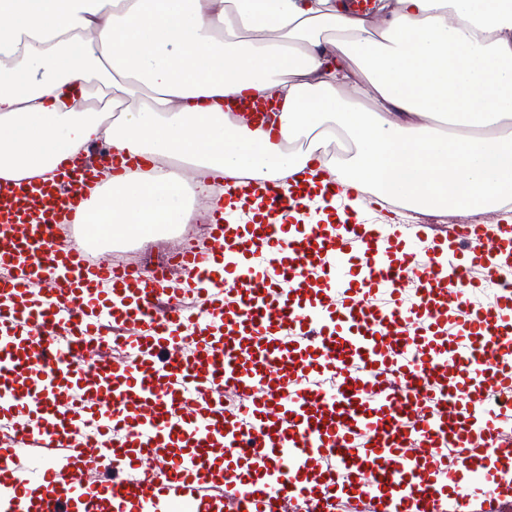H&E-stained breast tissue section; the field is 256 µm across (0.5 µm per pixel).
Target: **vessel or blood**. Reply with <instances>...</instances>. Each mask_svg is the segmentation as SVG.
I'll list each match as a JSON object with an SVG mask.
<instances>
[{"instance_id": "1", "label": "vessel or blood", "mask_w": 512, "mask_h": 512, "mask_svg": "<svg viewBox=\"0 0 512 512\" xmlns=\"http://www.w3.org/2000/svg\"><path fill=\"white\" fill-rule=\"evenodd\" d=\"M111 157L0 179V512H512V225L228 177L250 220L146 269L82 222Z\"/></svg>"}]
</instances>
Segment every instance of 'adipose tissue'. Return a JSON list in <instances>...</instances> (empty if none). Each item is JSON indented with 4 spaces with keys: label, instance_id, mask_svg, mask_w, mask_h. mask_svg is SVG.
Masks as SVG:
<instances>
[{
    "label": "adipose tissue",
    "instance_id": "adipose-tissue-1",
    "mask_svg": "<svg viewBox=\"0 0 512 512\" xmlns=\"http://www.w3.org/2000/svg\"><path fill=\"white\" fill-rule=\"evenodd\" d=\"M253 39L241 38V30ZM144 86L104 121L88 80ZM274 93L277 135L224 110ZM512 0H0V176L52 172L97 142L142 169L106 174L87 224L142 237L188 223L209 175L324 178L420 214L512 212ZM182 166L162 167L165 159Z\"/></svg>",
    "mask_w": 512,
    "mask_h": 512
}]
</instances>
